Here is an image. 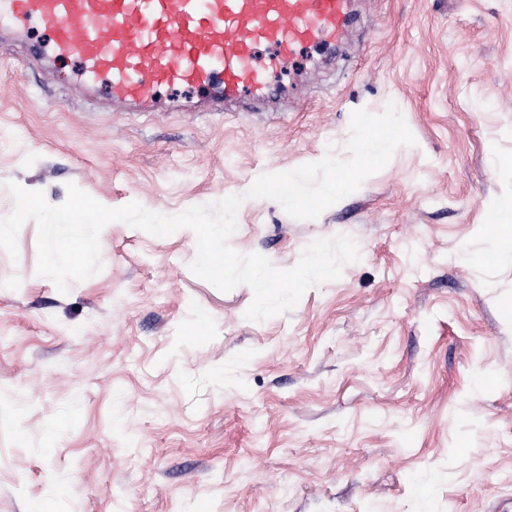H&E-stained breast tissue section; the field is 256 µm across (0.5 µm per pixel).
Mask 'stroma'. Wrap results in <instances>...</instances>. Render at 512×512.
Here are the masks:
<instances>
[{"mask_svg":"<svg viewBox=\"0 0 512 512\" xmlns=\"http://www.w3.org/2000/svg\"><path fill=\"white\" fill-rule=\"evenodd\" d=\"M77 70L0 51V218L10 181L176 214L345 156L352 112L390 102L416 143L317 219L241 204L239 253L361 256L260 322L248 286L191 272L189 230L106 225L63 294L26 221L0 249V512L512 507V254L487 236L512 203V0H353L341 42L221 112H116Z\"/></svg>","mask_w":512,"mask_h":512,"instance_id":"35a3bbf8","label":"stroma"}]
</instances>
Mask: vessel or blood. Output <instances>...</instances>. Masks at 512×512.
Wrapping results in <instances>:
<instances>
[{"label": "vessel or blood", "instance_id": "1", "mask_svg": "<svg viewBox=\"0 0 512 512\" xmlns=\"http://www.w3.org/2000/svg\"><path fill=\"white\" fill-rule=\"evenodd\" d=\"M349 21L350 0H0V26L43 32L32 57L77 60L84 84H107L112 104L146 110L162 86L208 92L218 112L263 100L273 72L300 49L335 43ZM262 44L276 49L264 67Z\"/></svg>", "mask_w": 512, "mask_h": 512}]
</instances>
